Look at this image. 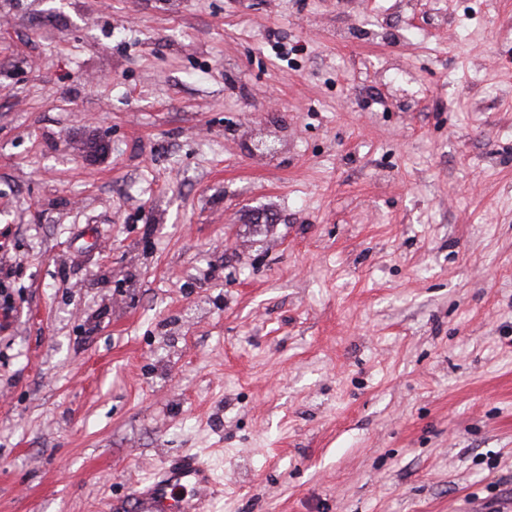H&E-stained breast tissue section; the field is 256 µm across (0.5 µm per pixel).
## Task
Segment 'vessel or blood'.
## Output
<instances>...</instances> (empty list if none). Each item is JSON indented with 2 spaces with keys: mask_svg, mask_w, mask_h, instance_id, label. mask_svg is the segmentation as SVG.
<instances>
[{
  "mask_svg": "<svg viewBox=\"0 0 512 512\" xmlns=\"http://www.w3.org/2000/svg\"><path fill=\"white\" fill-rule=\"evenodd\" d=\"M214 485L207 466L196 457L182 456L135 486L136 512H204Z\"/></svg>",
  "mask_w": 512,
  "mask_h": 512,
  "instance_id": "vessel-or-blood-1",
  "label": "vessel or blood"
}]
</instances>
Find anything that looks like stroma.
<instances>
[{"label":"stroma","mask_w":512,"mask_h":512,"mask_svg":"<svg viewBox=\"0 0 512 512\" xmlns=\"http://www.w3.org/2000/svg\"><path fill=\"white\" fill-rule=\"evenodd\" d=\"M0 512H512V0H0ZM189 483L193 493L177 498L174 492ZM210 469L196 457L185 455L170 464L133 490L137 512H204L203 503L214 493Z\"/></svg>","instance_id":"obj_1"}]
</instances>
